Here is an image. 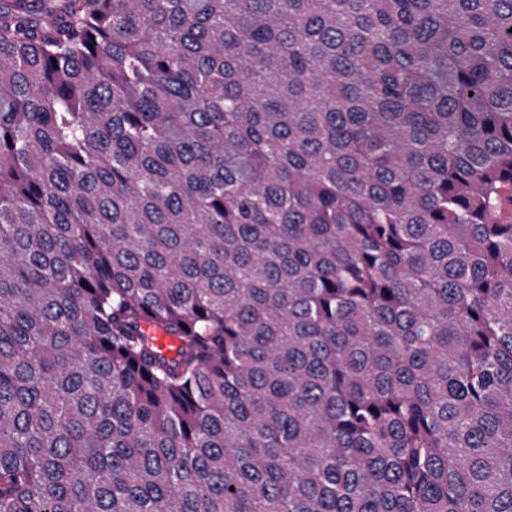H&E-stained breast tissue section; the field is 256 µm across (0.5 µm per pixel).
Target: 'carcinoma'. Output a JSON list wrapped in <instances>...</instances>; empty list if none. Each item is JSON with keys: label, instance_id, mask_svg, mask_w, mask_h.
<instances>
[{"label": "carcinoma", "instance_id": "carcinoma-1", "mask_svg": "<svg viewBox=\"0 0 512 512\" xmlns=\"http://www.w3.org/2000/svg\"><path fill=\"white\" fill-rule=\"evenodd\" d=\"M0 512H512V0H0Z\"/></svg>", "mask_w": 512, "mask_h": 512}]
</instances>
